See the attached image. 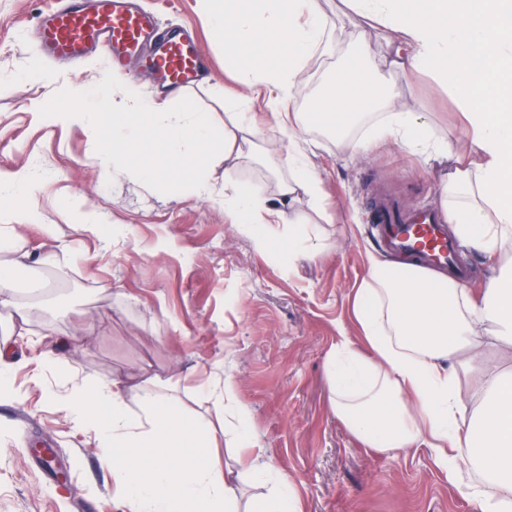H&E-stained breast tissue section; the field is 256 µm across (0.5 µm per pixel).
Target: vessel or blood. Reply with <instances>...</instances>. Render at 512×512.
Wrapping results in <instances>:
<instances>
[{
	"label": "vessel or blood",
	"instance_id": "obj_1",
	"mask_svg": "<svg viewBox=\"0 0 512 512\" xmlns=\"http://www.w3.org/2000/svg\"><path fill=\"white\" fill-rule=\"evenodd\" d=\"M43 49L54 59L79 65L90 50L102 49L107 69H120L144 46H151L152 70L176 89L194 84L206 69L203 54L191 35L164 31L129 0H95L85 8L80 0H56L38 22ZM375 224L384 243L394 251L414 248L437 261L450 260L452 247L430 211H404L391 198L375 209Z\"/></svg>",
	"mask_w": 512,
	"mask_h": 512
}]
</instances>
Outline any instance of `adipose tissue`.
I'll use <instances>...</instances> for the list:
<instances>
[{"label":"adipose tissue","mask_w":512,"mask_h":512,"mask_svg":"<svg viewBox=\"0 0 512 512\" xmlns=\"http://www.w3.org/2000/svg\"><path fill=\"white\" fill-rule=\"evenodd\" d=\"M208 22L224 41L239 90L225 91L233 121L257 94L271 111L290 101L313 53L321 48L327 20L317 0H210ZM350 12L377 20L400 34L393 56L374 62L378 86L397 96L406 69L426 71L448 87L463 116L461 138L473 162L456 167L441 187L449 224L465 245L489 258L512 249V0H347ZM285 64L268 61L271 50ZM338 97L315 99L311 110L330 108L345 118L371 105L359 61L332 75ZM319 205L321 180L296 152L276 203L263 187H244L224 172V212L249 225L266 248L274 225L299 223L301 201ZM100 219L83 214L74 234L59 236L42 225L53 244L41 263L53 267L75 253L82 235ZM27 252L17 225L0 226V312L19 308L13 273ZM353 313L367 353L343 339L327 372L336 417L364 444L383 453L427 447L448 476L458 462L484 469L494 493L471 489L474 512H512V372L488 354L512 345V271L492 278L479 299L464 286L416 263L395 266L371 260ZM475 379L464 394L461 373ZM78 425L94 428L107 464L122 479L126 512H240L238 483L216 466L208 450L209 425L189 419L172 388L142 387L138 411H130L120 380L75 385L62 401ZM242 471L262 481L267 493L249 512H290L293 481L287 472L239 456Z\"/></svg>","instance_id":"obj_1"}]
</instances>
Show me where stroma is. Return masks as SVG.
<instances>
[{
    "label": "stroma",
    "mask_w": 512,
    "mask_h": 512,
    "mask_svg": "<svg viewBox=\"0 0 512 512\" xmlns=\"http://www.w3.org/2000/svg\"><path fill=\"white\" fill-rule=\"evenodd\" d=\"M49 2L0 0V169L34 182L24 209L0 206V225H22L36 258L52 248L41 225L71 236L72 197L103 225L83 237L77 260L16 275L20 301L43 307L17 322L10 339L12 392L0 395V512H123L120 480L101 462L94 431L76 427L58 399L78 378H117L134 410L137 384L153 376L177 381L180 403L212 421L218 454L231 466L238 431L216 420L197 389L232 379L262 461L291 476L299 512H473L466 491L484 486L479 470L460 464L451 481L426 449L390 456L367 448L336 418L327 374L342 339L361 340L352 304L370 257L390 258L372 222L377 196L391 193L412 210L441 206L444 165L373 134L396 110L423 116L431 143H455L458 109L447 87L410 70L397 81L395 108L363 112L343 137L323 127L306 133L324 209L302 205L303 223L279 226V240L260 251L224 213L223 165L211 172L208 199L129 178L111 184L82 127L40 117L53 89L93 86L104 75L97 56L75 70L42 59L36 26ZM318 4L327 47L310 58L299 86L308 103L341 63L373 62L395 38L380 24L343 18V0ZM143 5L161 26L196 31L212 74L189 96L223 127L224 90L236 82L207 24L206 0ZM252 111L265 122L266 145L232 167L240 184L272 191L294 152L264 98ZM291 230L316 232L320 255L289 250L283 236ZM45 350L59 367H42ZM45 447L56 452L49 468L36 454Z\"/></svg>",
    "instance_id": "stroma-1"
}]
</instances>
